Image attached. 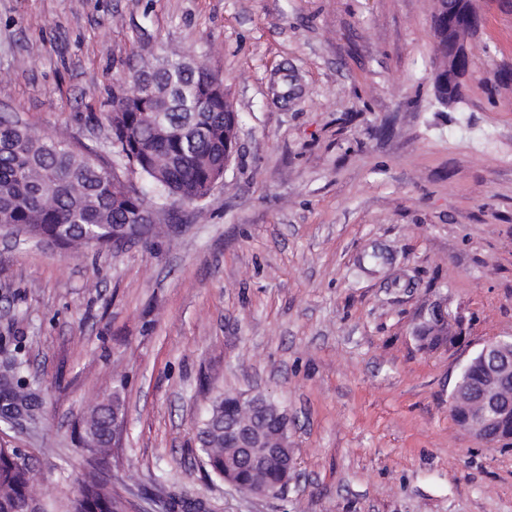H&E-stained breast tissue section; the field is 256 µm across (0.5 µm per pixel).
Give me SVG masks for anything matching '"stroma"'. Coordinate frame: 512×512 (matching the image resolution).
<instances>
[{
    "mask_svg": "<svg viewBox=\"0 0 512 512\" xmlns=\"http://www.w3.org/2000/svg\"><path fill=\"white\" fill-rule=\"evenodd\" d=\"M467 92L435 100L433 0H0V114L110 154L144 54L223 79L237 151L203 202L120 250L0 235V365L40 423L0 422L41 512H69L88 407L120 395L106 470L130 512H512V447L456 425L462 365L512 336V0H479ZM443 310L451 342L421 339ZM287 408L277 498L208 478L220 392Z\"/></svg>",
    "mask_w": 512,
    "mask_h": 512,
    "instance_id": "stroma-1",
    "label": "stroma"
}]
</instances>
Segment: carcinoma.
I'll list each match as a JSON object with an SVG mask.
<instances>
[{"label": "carcinoma", "mask_w": 512, "mask_h": 512, "mask_svg": "<svg viewBox=\"0 0 512 512\" xmlns=\"http://www.w3.org/2000/svg\"><path fill=\"white\" fill-rule=\"evenodd\" d=\"M224 84L176 53L154 57L149 72H136L131 86L112 97L105 116L116 156L90 162L84 146L36 133L10 117H0V231H22L39 242L65 249L112 248V236L128 228L143 237L156 200L199 203L224 167V136L235 116L228 113ZM132 169L149 191L128 186L114 166ZM13 383L6 399L27 400L16 367L0 369ZM234 395L220 394L198 429L207 474L228 478L245 490L254 469L241 462L224 470L231 449L224 447V416L235 412ZM112 403L93 408L84 420L82 442L92 462L79 480L72 512H120V498L104 479L111 456ZM32 471L17 448H0V512H35Z\"/></svg>", "instance_id": "1"}]
</instances>
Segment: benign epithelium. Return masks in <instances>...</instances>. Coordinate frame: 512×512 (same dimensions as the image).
Masks as SVG:
<instances>
[{"mask_svg": "<svg viewBox=\"0 0 512 512\" xmlns=\"http://www.w3.org/2000/svg\"><path fill=\"white\" fill-rule=\"evenodd\" d=\"M435 4L433 35L443 32L447 41L440 45L432 81L436 100L448 109L461 101L455 90L464 85L469 71L468 37L480 29L482 17L476 0H435ZM472 364L480 366L482 387L472 392L463 381H457L452 407L466 410L462 429L489 443L492 431L512 416V338L484 345ZM238 407L243 420L224 424V439L235 451L227 470H233L239 459L256 469L274 462L284 478H290L297 469V460L288 411L271 414L267 404L253 401L249 395L238 396Z\"/></svg>", "mask_w": 512, "mask_h": 512, "instance_id": "7a95c632", "label": "benign epithelium"}]
</instances>
